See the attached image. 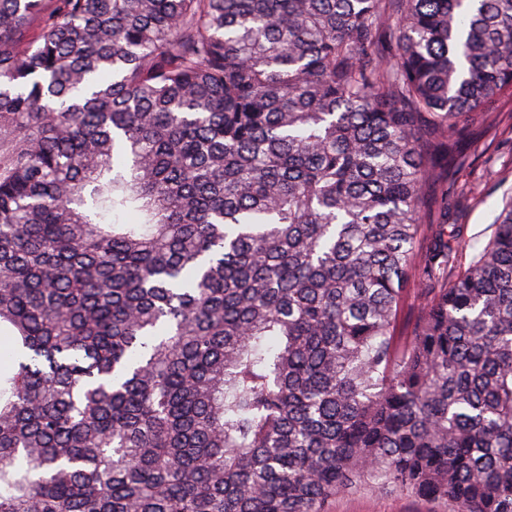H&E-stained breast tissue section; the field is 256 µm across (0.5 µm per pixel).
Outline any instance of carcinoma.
<instances>
[{"mask_svg": "<svg viewBox=\"0 0 512 512\" xmlns=\"http://www.w3.org/2000/svg\"><path fill=\"white\" fill-rule=\"evenodd\" d=\"M506 94L512 0H0V512H512ZM464 165L442 185L448 192V224H458L466 245L455 249L448 279L464 271L484 243L490 225L512 193V136L506 130L475 139L465 150ZM468 243V244H467ZM442 504L413 498L399 491H344L328 504L327 512H446Z\"/></svg>", "mask_w": 512, "mask_h": 512, "instance_id": "carcinoma-1", "label": "carcinoma"}]
</instances>
